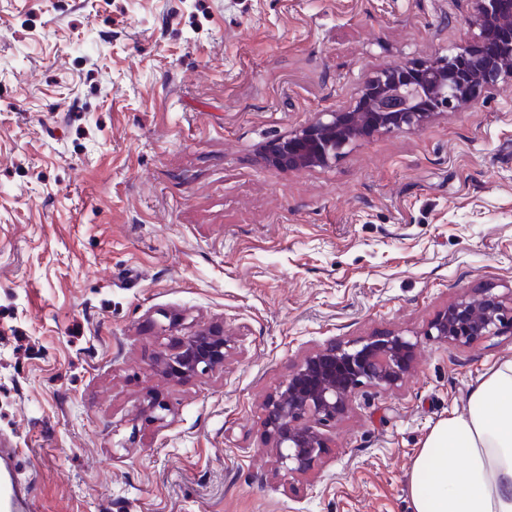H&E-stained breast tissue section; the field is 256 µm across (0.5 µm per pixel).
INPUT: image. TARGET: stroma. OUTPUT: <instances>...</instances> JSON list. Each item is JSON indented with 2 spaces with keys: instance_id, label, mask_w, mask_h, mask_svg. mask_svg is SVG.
Instances as JSON below:
<instances>
[{
  "instance_id": "1",
  "label": "stroma",
  "mask_w": 512,
  "mask_h": 512,
  "mask_svg": "<svg viewBox=\"0 0 512 512\" xmlns=\"http://www.w3.org/2000/svg\"><path fill=\"white\" fill-rule=\"evenodd\" d=\"M474 19V0H0V446L34 512H410L422 440L512 329L421 341L302 473L262 406L329 342L512 287V80L325 167L261 151ZM172 317L223 325L222 370L156 371Z\"/></svg>"
}]
</instances>
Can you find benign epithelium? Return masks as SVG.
Instances as JSON below:
<instances>
[{
    "label": "benign epithelium",
    "instance_id": "benign-epithelium-1",
    "mask_svg": "<svg viewBox=\"0 0 512 512\" xmlns=\"http://www.w3.org/2000/svg\"><path fill=\"white\" fill-rule=\"evenodd\" d=\"M480 22L456 51L423 64L372 77L353 106L322 112L310 125L272 142L266 161L285 170L329 164L353 142L381 132L416 130L435 114L458 112L478 93L512 79V0H476ZM512 325V301L463 294L429 323L428 341L467 344ZM418 342L399 333L333 341L307 355L263 406L268 446L280 467L307 470L328 447L320 427L342 417L364 386L394 389L414 369ZM231 340L217 326L189 336H168L154 367L168 380L214 372L224 366Z\"/></svg>",
    "mask_w": 512,
    "mask_h": 512
}]
</instances>
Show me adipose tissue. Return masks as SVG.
<instances>
[{
  "mask_svg": "<svg viewBox=\"0 0 512 512\" xmlns=\"http://www.w3.org/2000/svg\"><path fill=\"white\" fill-rule=\"evenodd\" d=\"M412 512H512V358L429 431L413 461Z\"/></svg>",
  "mask_w": 512,
  "mask_h": 512,
  "instance_id": "obj_1",
  "label": "adipose tissue"
}]
</instances>
